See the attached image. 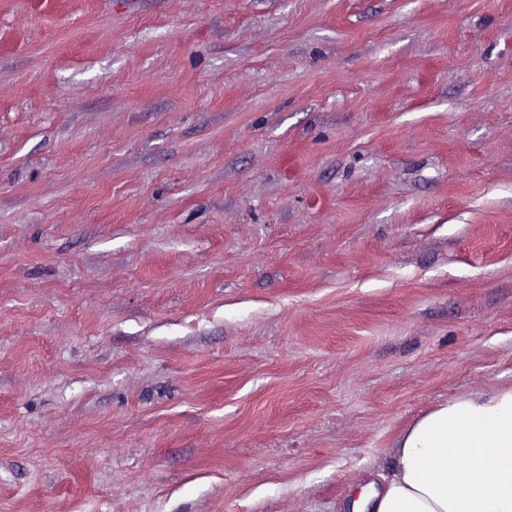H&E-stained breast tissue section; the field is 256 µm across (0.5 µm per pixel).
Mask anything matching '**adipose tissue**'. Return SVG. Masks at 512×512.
<instances>
[{"label":"adipose tissue","mask_w":512,"mask_h":512,"mask_svg":"<svg viewBox=\"0 0 512 512\" xmlns=\"http://www.w3.org/2000/svg\"><path fill=\"white\" fill-rule=\"evenodd\" d=\"M360 512H512V386L441 402L396 439Z\"/></svg>","instance_id":"1"}]
</instances>
